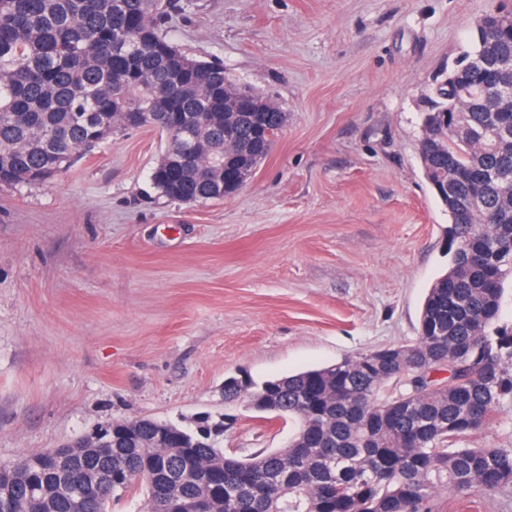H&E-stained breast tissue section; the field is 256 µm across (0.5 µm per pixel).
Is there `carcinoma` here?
<instances>
[{"instance_id": "obj_1", "label": "carcinoma", "mask_w": 512, "mask_h": 512, "mask_svg": "<svg viewBox=\"0 0 512 512\" xmlns=\"http://www.w3.org/2000/svg\"><path fill=\"white\" fill-rule=\"evenodd\" d=\"M178 0H0V185L45 181L127 129L126 112L144 114L169 153L150 181L173 201L206 202L236 192L206 171L214 160L252 174L288 116L224 65L191 57L160 33ZM498 26L473 35L462 61L492 50L512 64V7L492 10ZM457 89H436L435 118L423 115L419 158L448 212L467 205V224L451 226L463 244L428 289L415 343L389 356L371 353L258 385H224L257 412L296 423L283 448L245 458L224 454V419L112 423V458L98 466L137 475L105 482L80 497L81 465L58 461L13 479L0 465V512H112L142 490L154 512H432L441 494L492 495L512 486V451L459 448L512 402V334L497 330L504 285L512 280V149L487 142L512 131V111L484 98L492 80L479 62L458 69ZM447 372L446 379L434 374ZM398 379L407 390L378 398ZM170 429L165 448H131ZM44 493L28 505L30 493Z\"/></svg>"}]
</instances>
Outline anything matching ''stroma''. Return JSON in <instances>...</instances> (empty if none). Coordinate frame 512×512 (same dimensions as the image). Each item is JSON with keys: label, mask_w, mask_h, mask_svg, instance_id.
<instances>
[{"label": "stroma", "mask_w": 512, "mask_h": 512, "mask_svg": "<svg viewBox=\"0 0 512 512\" xmlns=\"http://www.w3.org/2000/svg\"><path fill=\"white\" fill-rule=\"evenodd\" d=\"M163 33L288 114L237 193L184 204L150 126L38 184L0 187V464L113 422L230 415L225 454L285 447L224 400L414 343L453 254L419 160L422 113L492 0H179ZM512 449V402L463 440ZM436 512H512V490Z\"/></svg>", "instance_id": "1"}]
</instances>
